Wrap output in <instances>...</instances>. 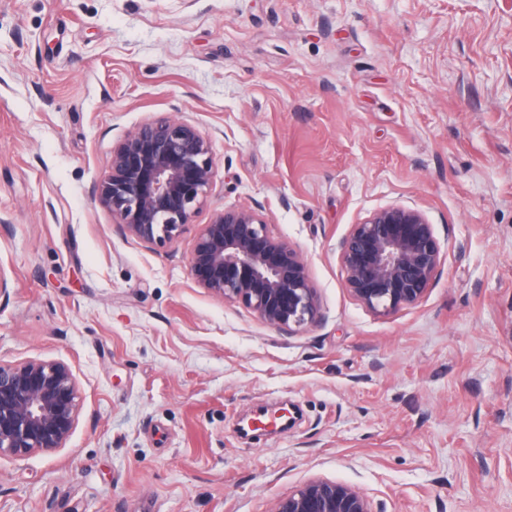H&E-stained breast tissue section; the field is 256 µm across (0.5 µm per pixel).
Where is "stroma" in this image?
I'll return each mask as SVG.
<instances>
[{
    "label": "stroma",
    "mask_w": 512,
    "mask_h": 512,
    "mask_svg": "<svg viewBox=\"0 0 512 512\" xmlns=\"http://www.w3.org/2000/svg\"><path fill=\"white\" fill-rule=\"evenodd\" d=\"M160 112L215 178L151 247L94 187ZM389 204L444 257L378 316L339 246ZM230 206L297 249L319 321L195 284ZM0 277V361L79 386L63 448L0 457V512H270L312 478L375 512H512V0H0ZM285 403L290 430L239 433Z\"/></svg>",
    "instance_id": "35a3bbf8"
}]
</instances>
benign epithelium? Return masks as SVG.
<instances>
[{"mask_svg":"<svg viewBox=\"0 0 512 512\" xmlns=\"http://www.w3.org/2000/svg\"><path fill=\"white\" fill-rule=\"evenodd\" d=\"M215 176L209 139L193 124L154 116L112 152L109 171L96 184L125 236L165 246L183 234L207 199ZM443 258L434 224L418 207L392 204L352 225L340 244L345 287L367 310L388 315L426 296ZM197 285L250 309L283 332L316 322V288L297 250L271 236L262 215L228 207L198 235L190 256ZM78 385L64 362H0V456L22 458L65 446L77 421ZM296 416L285 407L258 429H289ZM271 512H374L356 486L323 478L277 499Z\"/></svg>","mask_w":512,"mask_h":512,"instance_id":"1","label":"benign epithelium"}]
</instances>
